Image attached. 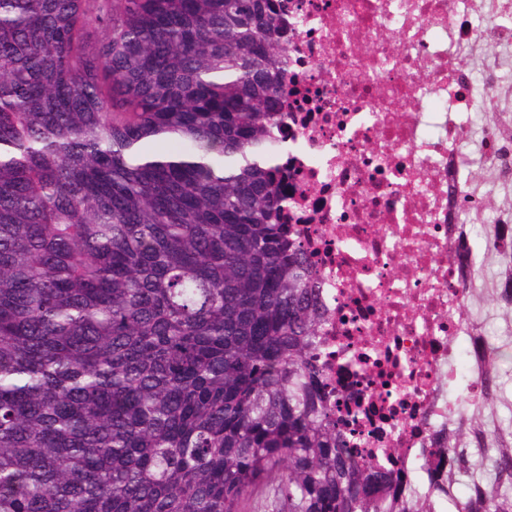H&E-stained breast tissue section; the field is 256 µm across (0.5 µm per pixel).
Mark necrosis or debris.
I'll use <instances>...</instances> for the list:
<instances>
[{"label": "necrosis or debris", "mask_w": 512, "mask_h": 512, "mask_svg": "<svg viewBox=\"0 0 512 512\" xmlns=\"http://www.w3.org/2000/svg\"><path fill=\"white\" fill-rule=\"evenodd\" d=\"M288 31L286 149L291 235L305 246L322 312L320 383L349 459L403 477L378 496L447 477L448 388L478 275L458 244L484 208L468 182L490 167L512 188V113L473 117L512 77V0H277ZM499 47L488 57L485 45ZM481 60L479 70L464 58Z\"/></svg>", "instance_id": "necrosis-or-debris-1"}]
</instances>
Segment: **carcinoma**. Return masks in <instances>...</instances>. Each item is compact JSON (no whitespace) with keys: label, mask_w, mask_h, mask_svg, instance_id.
I'll use <instances>...</instances> for the list:
<instances>
[{"label":"carcinoma","mask_w":512,"mask_h":512,"mask_svg":"<svg viewBox=\"0 0 512 512\" xmlns=\"http://www.w3.org/2000/svg\"><path fill=\"white\" fill-rule=\"evenodd\" d=\"M274 0H0V512H417L344 452L284 240ZM158 141L177 149L159 152ZM493 245L512 259V225ZM495 300L512 308V264ZM500 399L493 350L474 338ZM426 512H512V433L454 421Z\"/></svg>","instance_id":"1"}]
</instances>
